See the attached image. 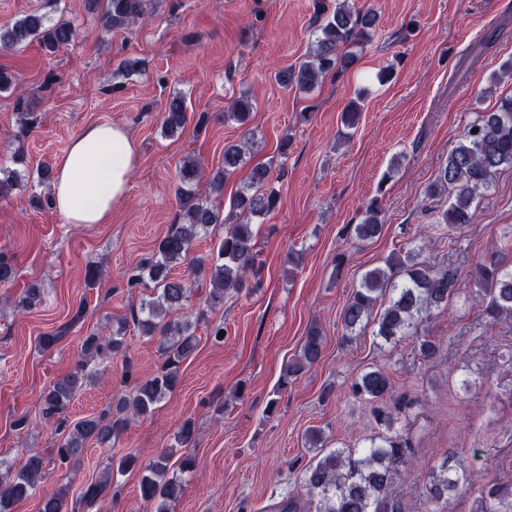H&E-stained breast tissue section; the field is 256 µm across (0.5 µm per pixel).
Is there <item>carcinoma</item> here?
<instances>
[{
  "instance_id": "1",
  "label": "carcinoma",
  "mask_w": 512,
  "mask_h": 512,
  "mask_svg": "<svg viewBox=\"0 0 512 512\" xmlns=\"http://www.w3.org/2000/svg\"><path fill=\"white\" fill-rule=\"evenodd\" d=\"M104 6L103 26L107 30L129 25L144 14L145 0H91V6ZM379 25L374 7L353 9L350 0H334L328 6L317 4L314 29L307 58L297 66L279 71V85L313 91L326 76L342 73L358 59L371 42ZM77 38V29L69 22H50L48 16L33 11L0 24V49H17L38 41L41 48L54 54L70 46ZM19 130L22 140L34 128L32 113L25 110L24 97L16 100ZM253 109L251 101L239 97L227 111L224 121L240 126L248 123ZM361 100L350 101L342 112L341 136L349 137L359 120ZM186 99L175 95L167 100L162 116L164 132L183 131L187 124ZM254 134L224 145L222 166L202 182V168L194 156H185L178 168L177 193L182 202L181 222L161 238L149 256L143 258L128 277L131 288L144 290L139 307L131 311L133 324L143 336L160 339L163 359L160 370L151 378L134 379L128 395L112 402L102 412L67 425V412L76 394L105 370V363L126 356L124 341L126 325L119 324L112 333L103 336L91 333L82 343L83 358L74 371L55 382L40 397L42 417L60 427H68L66 435L52 449L50 458L40 453L28 456L25 465L15 471L0 469V512H13L20 500L41 496V512H76L78 504H93L110 487L112 473L124 472L139 464L136 454L129 452L106 465L107 478L91 482L82 488L75 504L68 503L63 492L41 494V483L47 462L65 467L78 457L86 443L101 444L117 439L134 416H146L180 383V364L196 347L194 324L186 303L198 287L209 285L205 303L210 308L224 305V300L248 287L249 278L259 277L263 262L257 249V231L253 221L275 211L279 197L269 187L270 166L255 163L234 196L235 218L226 222L210 195L221 189L224 181L246 165L251 154ZM505 168H512V96L500 99L496 110L483 112L465 127L459 141L448 151L429 194L448 195V207L439 212L435 223L460 232L475 223L478 193L491 186ZM22 173L17 169H0V197H6L20 185ZM381 199L372 198L362 222L355 227L357 240L372 241L383 230ZM224 226V237L213 250L195 259L193 277L179 278L172 270L185 261L192 244L200 234H208L215 226ZM419 254L410 249L389 256L384 266L365 273L361 284L347 298L341 312V323L350 337L368 321H373L375 336L386 342L412 340L414 350L425 359L437 356L440 346L420 334V327L448 307L461 294L463 283L457 267L448 265L433 270L418 260ZM473 282L478 286L481 319L495 324L512 317V264L489 257L478 262ZM391 291L388 304L375 311L383 292ZM69 332L62 327L39 337L38 348L53 349ZM324 337L317 326L308 329L298 355L284 369L279 390L284 391L292 380L317 364L322 356ZM393 391L390 375L373 369L361 374L351 386L354 397L371 406L375 421L385 433L366 448H326L319 429L307 432L319 457L304 469L302 492L284 497L274 506V512H402L393 494L398 466L410 452V442L403 427L388 407ZM171 454L163 452L145 466L140 481L141 499L152 512H172L182 493V482L170 465ZM477 473L461 466L450 468L442 464L419 485L420 512H439V508L454 498L470 492ZM472 512H512V488L486 483L479 487L473 500Z\"/></svg>"
}]
</instances>
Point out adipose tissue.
I'll return each instance as SVG.
<instances>
[{
  "label": "adipose tissue",
  "mask_w": 512,
  "mask_h": 512,
  "mask_svg": "<svg viewBox=\"0 0 512 512\" xmlns=\"http://www.w3.org/2000/svg\"><path fill=\"white\" fill-rule=\"evenodd\" d=\"M136 162L135 144L123 126H87L53 162L57 211L69 224L110 223Z\"/></svg>",
  "instance_id": "obj_1"
}]
</instances>
